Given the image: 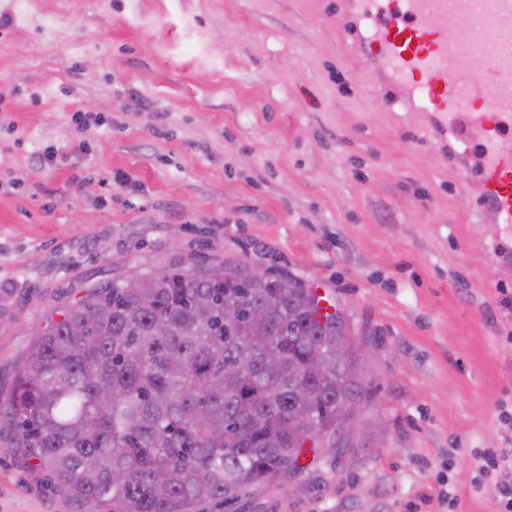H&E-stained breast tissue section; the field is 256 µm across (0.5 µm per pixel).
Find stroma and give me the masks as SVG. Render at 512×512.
<instances>
[{"instance_id":"obj_1","label":"stroma","mask_w":512,"mask_h":512,"mask_svg":"<svg viewBox=\"0 0 512 512\" xmlns=\"http://www.w3.org/2000/svg\"><path fill=\"white\" fill-rule=\"evenodd\" d=\"M373 75L342 0H0V402L87 289L259 266L331 297L363 403L204 512H498L473 453L512 448V226ZM0 512H86L4 425Z\"/></svg>"}]
</instances>
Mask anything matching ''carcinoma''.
I'll return each mask as SVG.
<instances>
[{"instance_id": "1", "label": "carcinoma", "mask_w": 512, "mask_h": 512, "mask_svg": "<svg viewBox=\"0 0 512 512\" xmlns=\"http://www.w3.org/2000/svg\"><path fill=\"white\" fill-rule=\"evenodd\" d=\"M140 282L93 288L46 320L0 403L15 447L61 491L90 512H196L338 437L360 399L358 356L338 312L320 314L316 289L291 276L259 288L240 263ZM268 299V319L255 321L251 308ZM230 301L242 304L234 323ZM304 404L316 419L289 429Z\"/></svg>"}]
</instances>
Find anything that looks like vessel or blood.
<instances>
[{"label": "vessel or blood", "mask_w": 512, "mask_h": 512, "mask_svg": "<svg viewBox=\"0 0 512 512\" xmlns=\"http://www.w3.org/2000/svg\"><path fill=\"white\" fill-rule=\"evenodd\" d=\"M361 52L379 65L405 110L430 114L446 150L469 154L470 132L484 130L481 208L512 224V0H348ZM492 61L475 71L477 50Z\"/></svg>", "instance_id": "obj_1"}]
</instances>
